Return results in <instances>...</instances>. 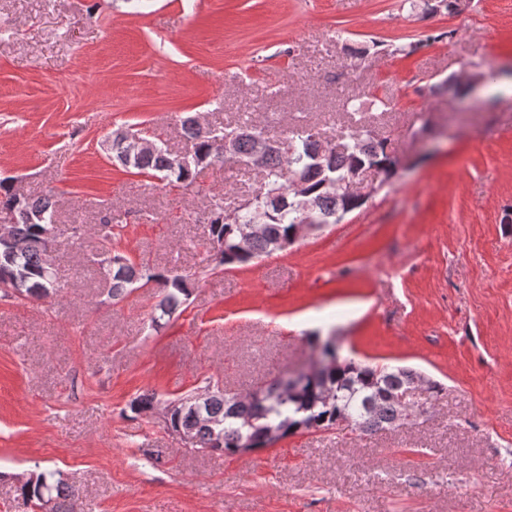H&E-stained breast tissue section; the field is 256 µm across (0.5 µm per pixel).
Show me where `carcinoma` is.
Wrapping results in <instances>:
<instances>
[{
  "mask_svg": "<svg viewBox=\"0 0 512 512\" xmlns=\"http://www.w3.org/2000/svg\"><path fill=\"white\" fill-rule=\"evenodd\" d=\"M243 128L250 134L238 138L234 162H247L256 151L257 140L266 139L248 122L217 130L182 120L185 135L194 141L197 159L188 165L162 143L129 164L121 157L122 147L115 139L111 150L127 172L133 170L188 187L194 183L198 168L227 163L220 138ZM280 141L287 147H270L256 167L258 187L253 204L232 209L224 207L221 200L212 204L207 236L220 246L211 255L213 269L223 271L245 265L293 245L302 217L296 206L300 200H310L313 216L330 224L336 223V216L360 208L362 203L337 189L351 173L375 168L381 181L386 182L397 172L387 139L365 125H346L333 138L313 128L298 127L288 130ZM274 191L288 193V204L267 209L259 198ZM17 200L12 184L0 180V219L18 210ZM22 204L37 219H20L9 226L19 248L9 257L0 251V290L13 288L29 301L50 299L61 291L57 279L49 274L45 251V230L56 223L55 205L50 195L33 201L24 198ZM104 225L108 229L102 238L99 262L112 280L109 297L119 300L135 289H160L161 298L150 323L154 329L161 327L162 320L175 314L189 298L191 278L173 268L137 262L112 249V221ZM324 354L329 357L327 364L309 372L298 389L274 379L266 388L245 395L231 394L219 387L204 400H194L188 394L164 408V424L170 430L190 433L197 451L211 449L224 455L268 448L297 433L344 426L361 435H371L406 424L396 395L409 388L419 377L418 372L342 360L328 347ZM157 403V393L147 391L132 399L129 407L140 414L155 409ZM19 491L41 512H68L71 490L60 470L31 474Z\"/></svg>",
  "mask_w": 512,
  "mask_h": 512,
  "instance_id": "obj_1",
  "label": "carcinoma"
}]
</instances>
